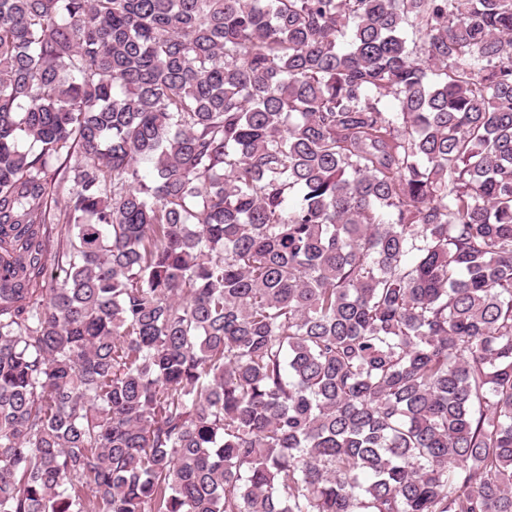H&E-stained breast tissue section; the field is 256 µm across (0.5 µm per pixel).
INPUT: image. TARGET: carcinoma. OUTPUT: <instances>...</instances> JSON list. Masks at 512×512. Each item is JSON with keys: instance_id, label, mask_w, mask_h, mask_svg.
<instances>
[{"instance_id": "cac0c4a2", "label": "carcinoma", "mask_w": 512, "mask_h": 512, "mask_svg": "<svg viewBox=\"0 0 512 512\" xmlns=\"http://www.w3.org/2000/svg\"><path fill=\"white\" fill-rule=\"evenodd\" d=\"M0 512H512V0H0Z\"/></svg>"}]
</instances>
